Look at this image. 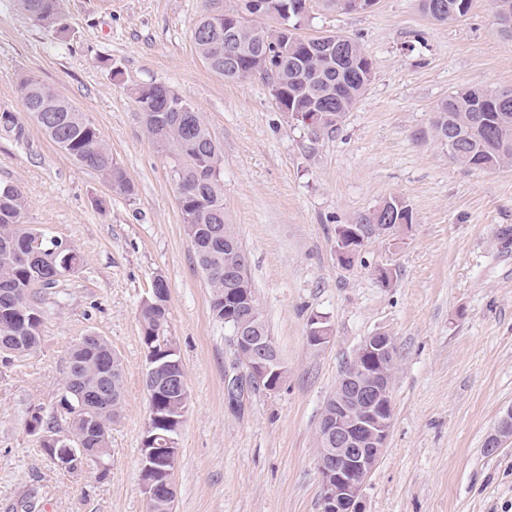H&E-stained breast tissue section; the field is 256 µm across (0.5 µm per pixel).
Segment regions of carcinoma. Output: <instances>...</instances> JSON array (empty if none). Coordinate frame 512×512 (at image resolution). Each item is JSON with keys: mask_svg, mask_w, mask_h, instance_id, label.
I'll list each match as a JSON object with an SVG mask.
<instances>
[{"mask_svg": "<svg viewBox=\"0 0 512 512\" xmlns=\"http://www.w3.org/2000/svg\"><path fill=\"white\" fill-rule=\"evenodd\" d=\"M21 10L36 22L64 33L63 0H17ZM249 0H206L194 29L207 32L194 39L197 53L207 66L227 80L258 76L271 88L284 112L322 114L316 134H332L354 109L372 80L373 66L362 46L341 33L303 37L297 33L309 0H263L266 23L248 19ZM472 0H420L432 20L448 23L465 17ZM242 19L235 27L212 16L215 6ZM501 35L512 41V0H491ZM25 111L47 114L44 133L81 166L99 173L112 191L133 194L124 169L112 157L100 130L68 99L34 77L19 84ZM130 96L142 115L146 132L168 160L176 183L178 204L186 235L196 237L195 254L210 288L212 319L231 327L237 319L249 320L259 335L269 336L259 307L237 301L231 288L239 278L238 256L224 250V232L235 235L224 219L222 153L195 106L181 116L186 99L173 90L162 92L155 84L134 88ZM493 88H464L437 106L434 136L447 132L451 159L472 169L512 164V100ZM398 213L404 224L414 223L406 201L391 197L378 209ZM27 201L14 185L0 184V348H17V355L34 352L40 340L42 311L35 289L52 288L58 279L82 263L75 247L58 251L50 244L30 253L33 229L25 224ZM168 309L149 298L140 312L144 351L170 344L166 335ZM69 370L59 406L69 434L85 451L106 461L110 456L112 424L123 403L120 360L103 338H84L69 353ZM177 416L176 404L165 392L149 395L148 422L160 432Z\"/></svg>", "mask_w": 512, "mask_h": 512, "instance_id": "carcinoma-1", "label": "carcinoma"}]
</instances>
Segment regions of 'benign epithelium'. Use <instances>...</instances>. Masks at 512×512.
Instances as JSON below:
<instances>
[{
    "instance_id": "benign-epithelium-1",
    "label": "benign epithelium",
    "mask_w": 512,
    "mask_h": 512,
    "mask_svg": "<svg viewBox=\"0 0 512 512\" xmlns=\"http://www.w3.org/2000/svg\"><path fill=\"white\" fill-rule=\"evenodd\" d=\"M342 235L336 244V258L342 263L355 260L360 248L372 236H396L409 229L407 224H386L368 236L361 225H340ZM254 327L238 324L232 342L236 356L247 369L254 385L271 389L284 372L274 342L253 335ZM394 340L385 331L366 337L354 353L352 362L341 372L329 397L331 410L322 414L316 437L321 483L322 512H364L363 500L368 480L386 447L392 424L391 369L394 365ZM171 355L165 371L147 355L144 381L153 392L170 393L181 405L189 403L185 371L177 350L163 347ZM161 448H142L140 477L146 503L164 509L173 506L176 490L172 470L161 465L163 458L178 455V439L160 434ZM512 441V408L500 418L486 440V451L495 452Z\"/></svg>"
}]
</instances>
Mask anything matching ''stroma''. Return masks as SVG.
Returning <instances> with one entry per match:
<instances>
[{
	"mask_svg": "<svg viewBox=\"0 0 512 512\" xmlns=\"http://www.w3.org/2000/svg\"><path fill=\"white\" fill-rule=\"evenodd\" d=\"M204 0H64L56 34L0 0V111L23 139L0 135V183L28 200L25 221L71 242L84 262L40 288V345L0 361V512H146L140 484L149 401L139 307L155 274L169 281L167 334L190 406L174 473V512H320L316 431L362 340L394 338L393 424L365 489V512H512V446L486 437L512 407V166L472 170L433 136L435 109L471 86L512 89V41L490 0L438 23L419 0H377L363 13L311 0L299 32L356 39L373 76L333 135H314L278 108L258 77L228 81L199 57ZM120 66L113 81L106 65ZM72 101L102 133L134 193L111 191L24 113L21 79ZM170 87L202 112L224 159V207L286 367L273 391L227 384L243 375L185 235L176 185L145 131L132 88ZM410 205L404 239H369L349 266L336 229L386 199ZM389 282H380L378 269ZM327 317L328 343L308 341ZM111 345L123 411L108 470L54 466L26 423L56 420L68 353L83 336Z\"/></svg>",
	"mask_w": 512,
	"mask_h": 512,
	"instance_id": "35a3bbf8",
	"label": "stroma"
}]
</instances>
